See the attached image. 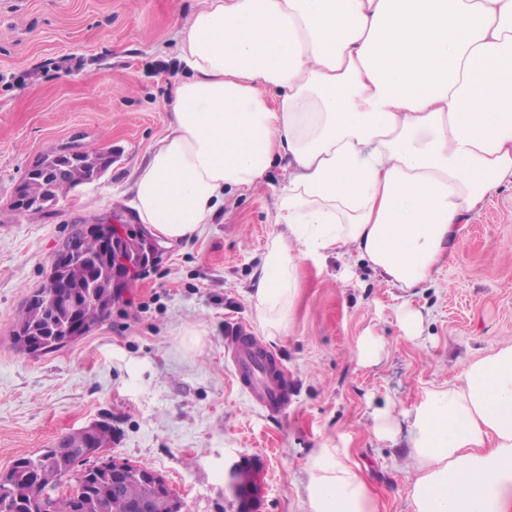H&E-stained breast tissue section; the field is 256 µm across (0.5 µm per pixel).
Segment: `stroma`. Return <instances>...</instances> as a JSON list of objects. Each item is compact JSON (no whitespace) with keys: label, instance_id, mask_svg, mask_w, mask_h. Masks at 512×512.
I'll use <instances>...</instances> for the list:
<instances>
[{"label":"stroma","instance_id":"1","mask_svg":"<svg viewBox=\"0 0 512 512\" xmlns=\"http://www.w3.org/2000/svg\"><path fill=\"white\" fill-rule=\"evenodd\" d=\"M203 0H0V475L23 455L102 418L108 457L162 475L187 512H230L229 473L260 470L261 512H309L304 484L315 448H344L380 512H412L418 474L405 435L377 437L372 414L412 409L475 358L512 341V188L464 225L433 279L410 291L379 282L346 258L302 260L289 332L262 345L291 381L284 416L267 415L237 385L224 330L261 337L249 301L287 181L274 164L263 184L229 191L214 223L191 240L160 242L129 277L110 315L43 356L16 350L14 319L79 224L144 227L128 189L166 132L180 32ZM108 151L98 180L59 195L40 217L10 209L17 184L48 154ZM424 332L406 338L403 305ZM199 332L191 343L190 332ZM385 350L372 366L354 349L365 332Z\"/></svg>","mask_w":512,"mask_h":512}]
</instances>
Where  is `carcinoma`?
<instances>
[{
	"mask_svg": "<svg viewBox=\"0 0 512 512\" xmlns=\"http://www.w3.org/2000/svg\"><path fill=\"white\" fill-rule=\"evenodd\" d=\"M60 171L61 175L45 180L40 171L31 172L26 192L14 200L21 213L32 218L42 215L45 207L34 206V198L63 193L85 180V166L77 161L69 162ZM108 235H112L110 224L100 225L98 234L79 227L74 236L78 251L88 257L100 281V288L79 309V318L90 328L108 316L112 303L121 296L122 289L112 284H125V278L114 277L112 261L101 250ZM65 320L42 294H35L17 314L15 328L24 330L25 335L15 337L16 347L23 352L31 343L52 345L59 339L57 330ZM114 439L112 423L99 421L87 430L67 434L52 448L16 459L10 471L0 478V512H137L156 496L144 470L114 478L112 471L94 464L74 473V493L52 494L57 483L69 475L80 449L109 448Z\"/></svg>",
	"mask_w": 512,
	"mask_h": 512,
	"instance_id": "cac0c4a2",
	"label": "carcinoma"
}]
</instances>
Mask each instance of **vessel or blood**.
<instances>
[{
    "label": "vessel or blood",
    "mask_w": 512,
    "mask_h": 512,
    "mask_svg": "<svg viewBox=\"0 0 512 512\" xmlns=\"http://www.w3.org/2000/svg\"><path fill=\"white\" fill-rule=\"evenodd\" d=\"M224 345L231 355L234 374L251 399L274 416L283 414L291 400L288 375L255 337L230 328Z\"/></svg>",
    "instance_id": "b4317fda"
}]
</instances>
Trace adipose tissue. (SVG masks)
Listing matches in <instances>:
<instances>
[{"mask_svg":"<svg viewBox=\"0 0 512 512\" xmlns=\"http://www.w3.org/2000/svg\"><path fill=\"white\" fill-rule=\"evenodd\" d=\"M168 131L131 187L171 243L213 223L226 190L276 162L287 237L250 302L267 338L290 325L298 262L352 246L387 285L428 282L471 213L512 186V0H205L181 36ZM413 512H512V341L409 412ZM309 512H379L343 448L305 462Z\"/></svg>","mask_w":512,"mask_h":512,"instance_id":"obj_1","label":"adipose tissue"}]
</instances>
